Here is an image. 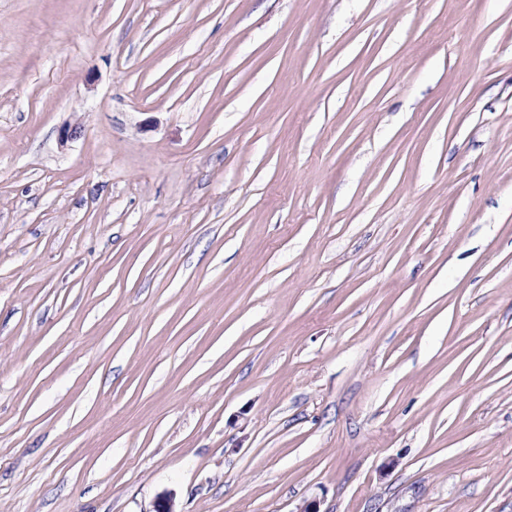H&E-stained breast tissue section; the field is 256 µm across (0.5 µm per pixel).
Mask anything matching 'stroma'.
<instances>
[{"label":"stroma","mask_w":512,"mask_h":512,"mask_svg":"<svg viewBox=\"0 0 512 512\" xmlns=\"http://www.w3.org/2000/svg\"><path fill=\"white\" fill-rule=\"evenodd\" d=\"M163 501L512 512V0H0V512Z\"/></svg>","instance_id":"35a3bbf8"}]
</instances>
